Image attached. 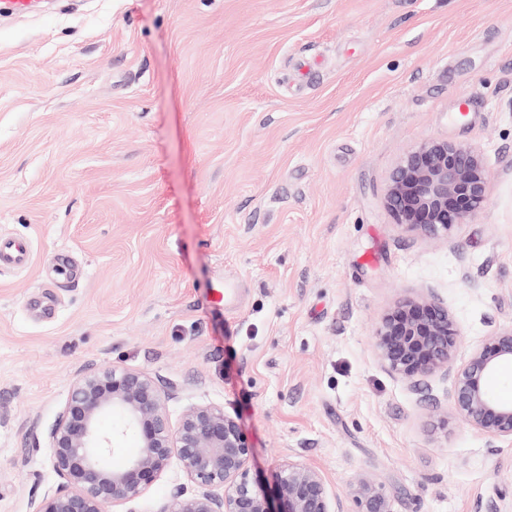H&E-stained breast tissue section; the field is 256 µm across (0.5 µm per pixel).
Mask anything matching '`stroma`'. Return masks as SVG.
I'll list each match as a JSON object with an SVG mask.
<instances>
[{
    "label": "stroma",
    "instance_id": "1",
    "mask_svg": "<svg viewBox=\"0 0 512 512\" xmlns=\"http://www.w3.org/2000/svg\"><path fill=\"white\" fill-rule=\"evenodd\" d=\"M43 4L0 17V239L31 248L0 270V512L57 489L68 384L112 365L172 417L235 415L265 484L297 458L346 512L361 476L394 512H512V444L373 346L416 295L454 318L460 364L512 324V0ZM427 139L490 168L488 209L440 240L384 201ZM191 489L174 465L134 508Z\"/></svg>",
    "mask_w": 512,
    "mask_h": 512
}]
</instances>
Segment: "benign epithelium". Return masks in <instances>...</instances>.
Listing matches in <instances>:
<instances>
[{
	"label": "benign epithelium",
	"mask_w": 512,
	"mask_h": 512,
	"mask_svg": "<svg viewBox=\"0 0 512 512\" xmlns=\"http://www.w3.org/2000/svg\"><path fill=\"white\" fill-rule=\"evenodd\" d=\"M490 173L473 146L429 139L398 160L384 198L398 225L440 238L470 223L489 203ZM461 332L448 310L419 296L398 302L378 323L373 344L395 375L414 379L436 373L452 382L454 415L482 434L488 447L512 443V402L498 398L488 381L512 363V324L493 331L461 365L455 363ZM122 417L108 433L101 421ZM129 431L141 446L121 466L112 447ZM49 464L61 480L55 492L29 502V512H108L142 497L179 464L196 491L171 500L162 512H342L324 476L301 460L275 472L263 489L250 471L252 447L237 417L210 403L187 407L172 421L168 396L146 372L102 367L77 376L48 435ZM355 512H392L385 485L359 479Z\"/></svg>",
	"instance_id": "1"
}]
</instances>
